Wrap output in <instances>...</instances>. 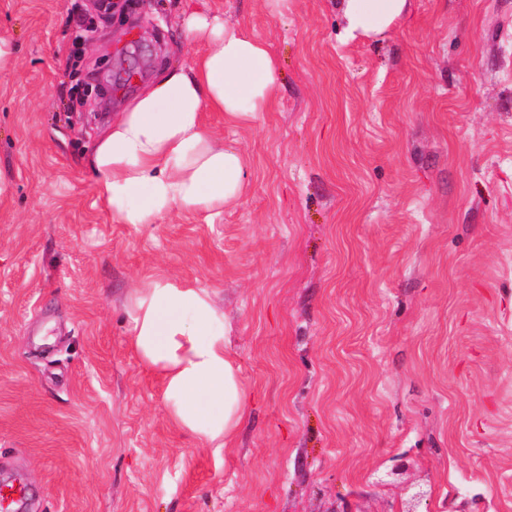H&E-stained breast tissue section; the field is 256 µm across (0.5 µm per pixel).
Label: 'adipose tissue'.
I'll return each mask as SVG.
<instances>
[{"label":"adipose tissue","mask_w":512,"mask_h":512,"mask_svg":"<svg viewBox=\"0 0 512 512\" xmlns=\"http://www.w3.org/2000/svg\"><path fill=\"white\" fill-rule=\"evenodd\" d=\"M410 0H337L341 35H384ZM186 38L207 48L189 68L170 67L118 112L86 165L97 198L124 224H151L182 209L219 212L241 198L248 161L225 147L205 112L243 125L275 97L278 59L235 23L193 13ZM130 347L162 381L169 421L202 447L221 451L244 428L249 396L228 349L224 310L196 283L160 278L129 289Z\"/></svg>","instance_id":"1"}]
</instances>
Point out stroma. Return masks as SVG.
<instances>
[{
    "label": "stroma",
    "mask_w": 512,
    "mask_h": 512,
    "mask_svg": "<svg viewBox=\"0 0 512 512\" xmlns=\"http://www.w3.org/2000/svg\"><path fill=\"white\" fill-rule=\"evenodd\" d=\"M0 0V480L30 512H512V0H411L378 41L335 0ZM242 23L279 90L217 217L121 224L84 160L115 112ZM134 81L123 78L127 70ZM160 276L223 307L250 396L222 453L129 347Z\"/></svg>",
    "instance_id": "obj_1"
}]
</instances>
